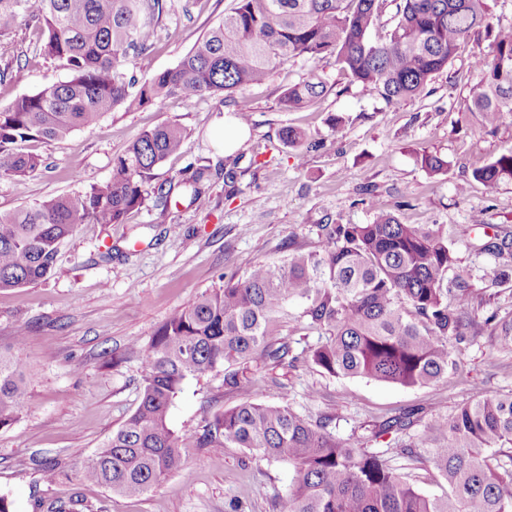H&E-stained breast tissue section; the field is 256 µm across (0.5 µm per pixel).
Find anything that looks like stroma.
<instances>
[{
    "label": "stroma",
    "mask_w": 512,
    "mask_h": 512,
    "mask_svg": "<svg viewBox=\"0 0 512 512\" xmlns=\"http://www.w3.org/2000/svg\"><path fill=\"white\" fill-rule=\"evenodd\" d=\"M235 0H167L156 25L158 40L132 59L138 78L174 68ZM472 45L462 46L427 95L394 105L346 87L335 66L319 63L327 92L308 109L284 112L279 96L306 73L303 63L277 70L263 85L247 89L249 136L234 153L215 137L234 107L223 95L193 102L173 97L136 112L117 108L93 127L45 144L26 142L46 167L27 178L0 175V212L57 195H74L107 179L112 159L142 131L175 120L188 132L181 154L154 170L151 186L177 182L188 167L211 172L204 205L174 198L167 210L153 201L122 224H81L60 246L54 274L46 281L0 292V348L20 347L29 399L20 419L0 431V494L15 512H39L79 496L75 512H277L294 475L291 464L268 461L241 448L215 454L195 447L206 412L235 406L240 396L224 389L222 374L190 378L169 414L181 438L190 477L173 475L141 498H126L81 480L84 461L134 411L145 371L142 349L177 309L219 287L230 271L285 255L289 240L310 250L324 223L366 224L376 212L394 213L405 224H441L468 272L474 321L465 342L452 344L457 361L448 378L406 387L368 378L334 377L308 361L325 336L306 325L284 324L291 362L245 366L264 401L288 402L337 435L360 443L375 424L411 412L420 420L448 416L462 404L512 393V346H502L490 315L512 316V280L495 281L496 260L480 246L491 230L512 233V183L490 188L472 173L512 150V117L497 127L482 113L462 107L470 85L481 78L469 69ZM0 107L65 80L67 70L40 53L39 24L24 12L0 32ZM342 122L331 126L330 116ZM294 126L318 141L297 167L282 147V127ZM447 163L429 176L422 154ZM236 170L235 182L224 179ZM469 184L465 197L457 185ZM26 330L17 344L18 330ZM55 461L60 478L42 480V466Z\"/></svg>",
    "instance_id": "obj_1"
}]
</instances>
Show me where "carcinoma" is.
Returning a JSON list of instances; mask_svg holds the SVG:
<instances>
[{"mask_svg":"<svg viewBox=\"0 0 512 512\" xmlns=\"http://www.w3.org/2000/svg\"><path fill=\"white\" fill-rule=\"evenodd\" d=\"M166 0H0V31L29 9L41 23V52L59 60L68 77L0 108V174L27 177L46 168L44 156L19 144L51 143L96 124L114 109L157 106L169 97L192 102L222 93L239 118L249 119L244 91L298 60L334 62L348 85L388 105L421 96L448 69L462 45L476 44L468 65L483 74L465 100L490 123L512 115V26H495L491 0H236L175 68L139 80L129 57L155 44L153 19ZM488 41L481 46L482 41ZM327 91L310 71L288 85L280 108L297 111ZM186 129L176 121L141 132L112 160V175L75 196H56L0 212V291L47 280L60 243L80 224H122L148 196L166 209L174 191L202 201L208 168H188L168 186L149 188L155 169L182 152ZM283 146L302 163L305 136L284 126ZM431 175L447 162L425 153ZM487 187L512 182V150L473 172ZM316 249L288 241V255L223 284L180 308L157 328L142 352L146 363L139 403L104 445L86 460L80 478L115 494L140 497L174 474L189 475L169 411L185 381L224 374V388L244 395L236 406L206 415L195 445L221 453L244 448L267 460L286 459L294 477L277 512H512V470L487 452L512 460V394L484 397L450 417L429 419L417 435L413 414L391 417L371 440L407 436L396 455L429 463L446 486L425 495L388 464L387 448H357L286 403L250 395L253 384L232 365L285 363L288 344L268 340L288 319V303L327 336L309 361L337 377H365L415 387L455 370L449 349L472 326L465 277L448 278L456 258L438 224H403L381 212L368 224H322ZM512 240L494 232L482 250L512 258ZM0 349V430L13 425L28 401L19 347Z\"/></svg>","mask_w":512,"mask_h":512,"instance_id":"obj_1","label":"carcinoma"}]
</instances>
